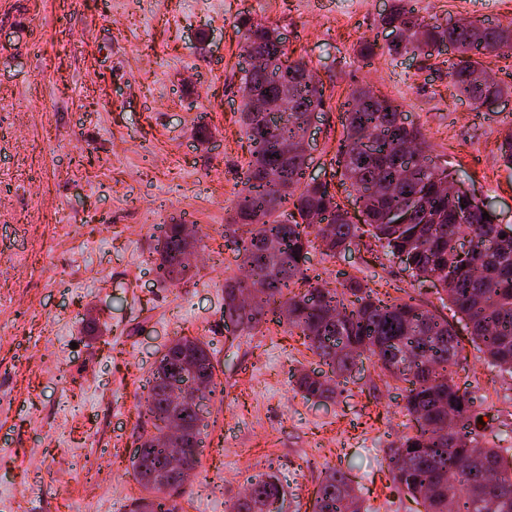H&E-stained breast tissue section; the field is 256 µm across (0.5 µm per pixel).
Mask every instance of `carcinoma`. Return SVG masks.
<instances>
[{
	"instance_id": "carcinoma-1",
	"label": "carcinoma",
	"mask_w": 512,
	"mask_h": 512,
	"mask_svg": "<svg viewBox=\"0 0 512 512\" xmlns=\"http://www.w3.org/2000/svg\"><path fill=\"white\" fill-rule=\"evenodd\" d=\"M382 24L398 29L399 42L387 45L390 56L416 54L421 44H448L458 54L451 80L454 89L475 108L482 98L508 92V88L479 87L470 71L481 66L477 56L512 50V28L468 23L449 29L436 20L415 14L398 0L382 17ZM244 51L254 50L273 62L279 71L272 79L264 69L247 70L240 78L242 101L253 96L266 99L271 111L280 109L285 89L298 111L288 114V123L262 131L255 121H242L249 142L250 160L242 196L231 224L236 226L232 244L239 268L252 284L260 285L267 307L241 321L240 331L251 333L265 314H282L289 333L303 337L308 349L330 368V374L304 372L295 384L306 398H327L334 393L335 379L345 377L362 357H371L380 371L408 383L404 409L417 424L416 433L387 448L388 471L395 488L404 491L424 512H512V472L503 471L496 484H487L483 467L474 454L504 461L502 448L484 446L477 430L481 412L470 392L453 380L450 368L458 363L460 342L448 321L422 310L411 301L387 302L367 291L356 278L348 277L338 287L312 284L306 274L311 240L308 229L317 230L325 254L336 255L349 248L360 227L337 201L327 182H305L304 168L296 159H281L282 145L300 137L301 117L324 103L323 87L305 78L306 65L282 66L287 57L275 28L261 22L243 21ZM401 106L371 90L355 89L347 103L343 134L336 151L337 172L343 185L356 192L363 223L380 243L384 255L405 252L408 266L419 282L434 279L455 311L467 321L472 339L487 352L491 364L512 378V226L500 227L488 207L475 198L449 197L440 187L445 169L433 160L410 175L395 164L398 147L406 142L426 145L421 132L402 125ZM293 211L280 220L276 213L284 203ZM394 209L409 213L406 223L389 217ZM488 216H482V213ZM324 217L329 224L317 223ZM182 225H164L159 245L160 281L182 280L176 270V255L182 249ZM470 235L475 244L497 239L491 252L476 249L471 257H458L452 241ZM241 281L225 279L224 316H232L234 288ZM409 349L416 371L400 370L390 356L396 345ZM168 354L181 369L211 371L214 366L202 342L175 339ZM163 382L152 384L141 412L152 431L138 435L145 471L135 472L148 494L157 491L146 473L168 466L166 449L155 446V434L166 428L161 397ZM201 429L183 444L192 465L199 463ZM251 495L232 502L230 512H262L264 499L287 494L278 474L264 473L248 479ZM312 512H368L352 481L336 469L325 470L315 492Z\"/></svg>"
}]
</instances>
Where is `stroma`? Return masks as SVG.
Here are the masks:
<instances>
[{
    "instance_id": "1",
    "label": "stroma",
    "mask_w": 512,
    "mask_h": 512,
    "mask_svg": "<svg viewBox=\"0 0 512 512\" xmlns=\"http://www.w3.org/2000/svg\"><path fill=\"white\" fill-rule=\"evenodd\" d=\"M392 0H0V238L25 255L0 264V512H130L142 494L130 460L139 406L170 341L208 344L217 389L203 412L200 465L183 512H227L246 476L282 470L288 512H312L327 468L346 473L369 512H416L391 486L385 450L416 427L405 385L371 360L328 399H307L295 371L325 365L265 315L252 334L224 319L236 275L225 225L250 159L239 121L248 66L241 18L272 26L288 57L324 85L307 177L330 184L350 214L335 155L342 104L367 86L400 104L427 154L512 224V93L473 109L451 86L454 49L389 56ZM440 22L512 24V0H412ZM376 44L371 59L360 43ZM193 214L198 274L162 283L159 225ZM309 276L364 280L381 298L413 299L446 318L463 347L454 379L477 397L486 441L512 437V382L472 342L438 289L372 238Z\"/></svg>"
}]
</instances>
